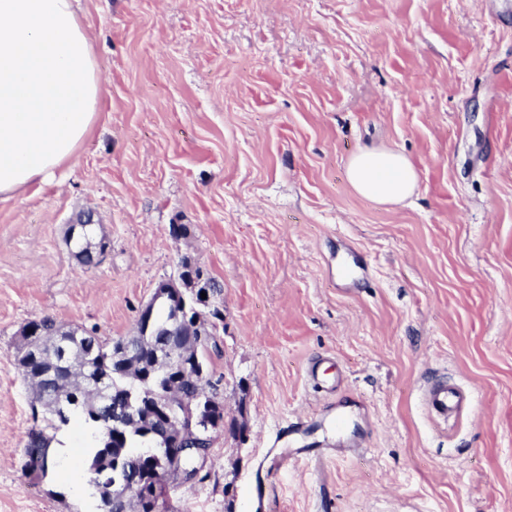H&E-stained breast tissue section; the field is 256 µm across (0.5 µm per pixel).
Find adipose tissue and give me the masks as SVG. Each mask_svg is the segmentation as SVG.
<instances>
[{
  "instance_id": "adipose-tissue-1",
  "label": "adipose tissue",
  "mask_w": 512,
  "mask_h": 512,
  "mask_svg": "<svg viewBox=\"0 0 512 512\" xmlns=\"http://www.w3.org/2000/svg\"><path fill=\"white\" fill-rule=\"evenodd\" d=\"M101 94L74 0H0V195L22 193L70 161ZM361 196L398 204L417 173L394 149L362 150L348 165Z\"/></svg>"
}]
</instances>
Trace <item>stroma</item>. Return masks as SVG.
Segmentation results:
<instances>
[{"label": "stroma", "mask_w": 512, "mask_h": 512, "mask_svg": "<svg viewBox=\"0 0 512 512\" xmlns=\"http://www.w3.org/2000/svg\"><path fill=\"white\" fill-rule=\"evenodd\" d=\"M99 118L63 169L0 195V512H98L93 441L25 473L15 361L44 317L134 335L190 257L219 291L224 429L175 512H512V0H79ZM413 164L397 205L347 177ZM90 218L109 246L74 256ZM180 235H172V225ZM318 366L317 378L308 370ZM445 380L459 420L427 412ZM348 179L361 196L382 204H398L416 188L417 173L395 149L361 150L348 165Z\"/></svg>", "instance_id": "35a3bbf8"}]
</instances>
